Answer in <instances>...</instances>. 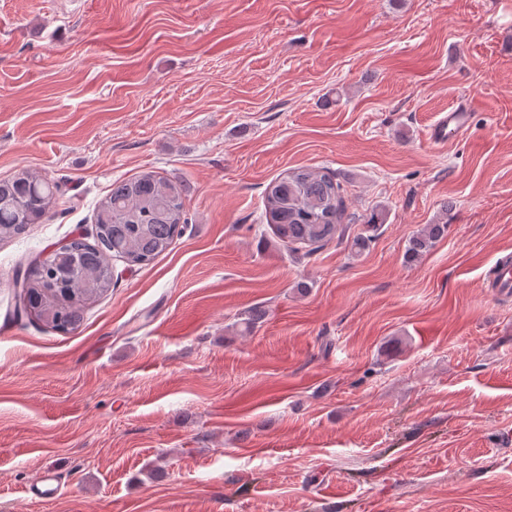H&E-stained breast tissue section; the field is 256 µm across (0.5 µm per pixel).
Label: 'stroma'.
<instances>
[{"mask_svg": "<svg viewBox=\"0 0 512 512\" xmlns=\"http://www.w3.org/2000/svg\"><path fill=\"white\" fill-rule=\"evenodd\" d=\"M299 166L353 219L309 255L264 219ZM23 168L77 199L0 239V512H512V0H0ZM143 171L187 188L169 252L115 262L76 330L15 316L18 264ZM44 466L64 493L36 505ZM470 126V112L450 110L434 124L428 134L433 147L443 148L448 144V136L460 138ZM448 231L447 220L439 218L432 224L423 225L410 239L405 251L410 264L420 261Z\"/></svg>", "mask_w": 512, "mask_h": 512, "instance_id": "35a3bbf8", "label": "stroma"}]
</instances>
